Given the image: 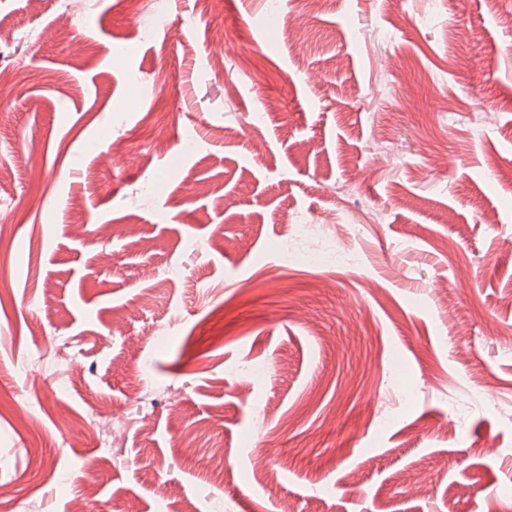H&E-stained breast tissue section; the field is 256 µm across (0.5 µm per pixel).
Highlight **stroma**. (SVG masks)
Here are the masks:
<instances>
[{
	"mask_svg": "<svg viewBox=\"0 0 512 512\" xmlns=\"http://www.w3.org/2000/svg\"><path fill=\"white\" fill-rule=\"evenodd\" d=\"M510 11L0 0V512H512Z\"/></svg>",
	"mask_w": 512,
	"mask_h": 512,
	"instance_id": "35a3bbf8",
	"label": "stroma"
}]
</instances>
